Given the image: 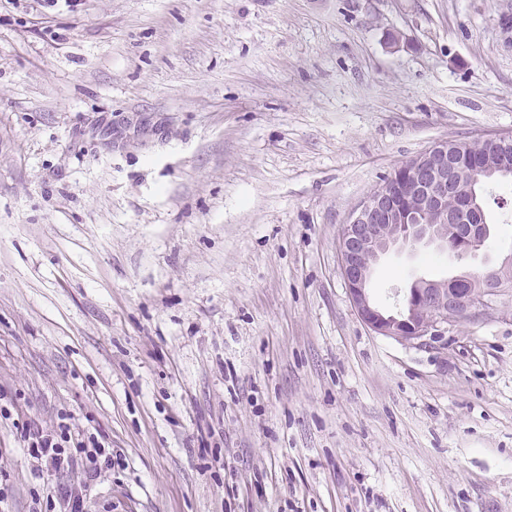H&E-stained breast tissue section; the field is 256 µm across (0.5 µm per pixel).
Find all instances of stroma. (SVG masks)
<instances>
[{
    "instance_id": "stroma-1",
    "label": "stroma",
    "mask_w": 512,
    "mask_h": 512,
    "mask_svg": "<svg viewBox=\"0 0 512 512\" xmlns=\"http://www.w3.org/2000/svg\"><path fill=\"white\" fill-rule=\"evenodd\" d=\"M512 132V0H0V389L122 465L91 512H512V288L369 330L338 238L392 169ZM390 250L412 282L512 255ZM39 472L0 422V512Z\"/></svg>"
}]
</instances>
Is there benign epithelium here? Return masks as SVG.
Here are the masks:
<instances>
[{
  "mask_svg": "<svg viewBox=\"0 0 512 512\" xmlns=\"http://www.w3.org/2000/svg\"><path fill=\"white\" fill-rule=\"evenodd\" d=\"M496 145L502 162L500 173L509 174L504 159L512 147V133L484 135ZM416 208L402 211L403 223L390 220L399 211L397 195L387 187L363 197L343 225L338 243L342 276L352 306L359 319L373 332L407 344H420L441 325L455 322L467 311L482 305L503 282V273L512 267V257L499 265H489L478 276L459 275L452 281L421 279L409 288L403 306L385 311L374 304L369 292L373 266L391 249H414L420 245L447 250L455 257H476L485 240V227L465 228L453 245H448V224L466 221L471 210L450 213L448 195L460 185L461 160L438 142L409 162Z\"/></svg>",
  "mask_w": 512,
  "mask_h": 512,
  "instance_id": "1",
  "label": "benign epithelium"
}]
</instances>
